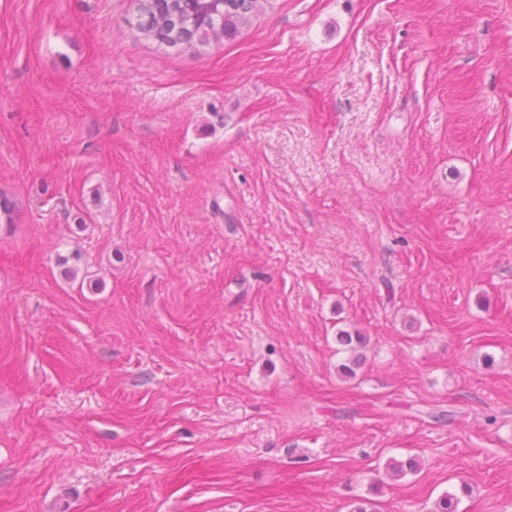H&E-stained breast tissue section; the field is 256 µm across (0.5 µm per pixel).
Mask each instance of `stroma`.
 I'll return each instance as SVG.
<instances>
[{"label": "stroma", "instance_id": "1", "mask_svg": "<svg viewBox=\"0 0 512 512\" xmlns=\"http://www.w3.org/2000/svg\"><path fill=\"white\" fill-rule=\"evenodd\" d=\"M136 24L0 0V512H512V0ZM337 341L340 345L347 347V350L350 352L349 358L346 360L347 363H341L338 366V371L341 377L351 379L357 376L356 368L360 365V358L356 355V351L358 348H362L367 343L366 336H351L350 333L346 331H339L337 333Z\"/></svg>", "mask_w": 512, "mask_h": 512}]
</instances>
